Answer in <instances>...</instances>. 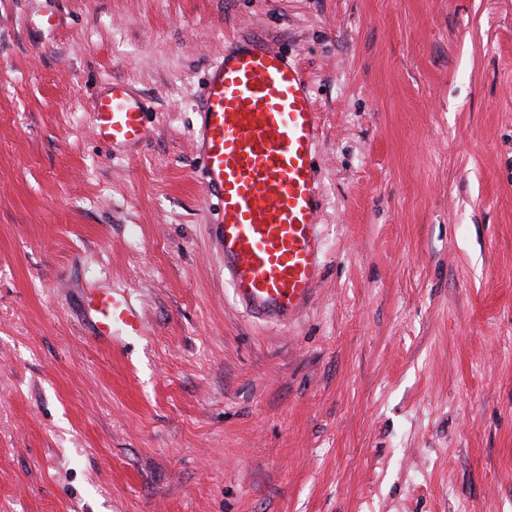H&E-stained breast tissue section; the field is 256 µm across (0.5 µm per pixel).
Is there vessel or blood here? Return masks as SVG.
<instances>
[{
    "label": "vessel or blood",
    "instance_id": "b4317fda",
    "mask_svg": "<svg viewBox=\"0 0 512 512\" xmlns=\"http://www.w3.org/2000/svg\"><path fill=\"white\" fill-rule=\"evenodd\" d=\"M146 117L143 99L121 80L93 105L94 132L111 145L140 144ZM197 117L206 186L221 203L212 229L224 279L252 317L288 319L311 303L324 257L314 167L321 127L310 84L296 62L251 36L213 62ZM85 308L98 336L145 333L126 292L102 289Z\"/></svg>",
    "mask_w": 512,
    "mask_h": 512
}]
</instances>
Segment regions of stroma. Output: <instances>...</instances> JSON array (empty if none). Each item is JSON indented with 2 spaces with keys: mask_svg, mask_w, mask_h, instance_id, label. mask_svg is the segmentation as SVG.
Wrapping results in <instances>:
<instances>
[{
  "mask_svg": "<svg viewBox=\"0 0 512 512\" xmlns=\"http://www.w3.org/2000/svg\"><path fill=\"white\" fill-rule=\"evenodd\" d=\"M246 34L324 131L285 323L234 302L195 160ZM115 79L140 145L93 134ZM106 287L142 338L94 340ZM0 512H512V0H0Z\"/></svg>",
  "mask_w": 512,
  "mask_h": 512,
  "instance_id": "1",
  "label": "stroma"
}]
</instances>
